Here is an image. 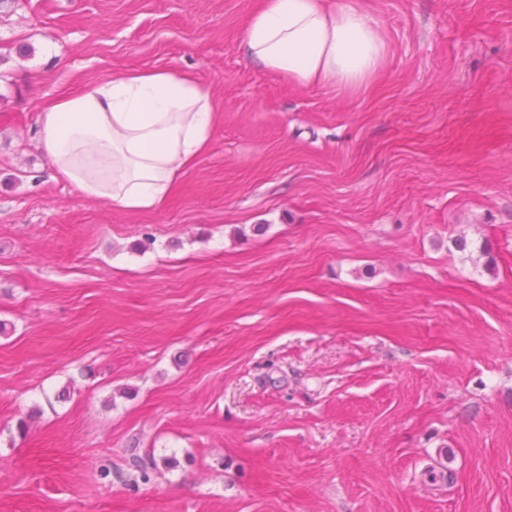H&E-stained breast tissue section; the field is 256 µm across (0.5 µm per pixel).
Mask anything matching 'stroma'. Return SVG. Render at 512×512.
<instances>
[{"mask_svg":"<svg viewBox=\"0 0 512 512\" xmlns=\"http://www.w3.org/2000/svg\"><path fill=\"white\" fill-rule=\"evenodd\" d=\"M259 2L0 0V512H512V0H367L361 95L247 65ZM161 68L166 204L55 178L39 106Z\"/></svg>","mask_w":512,"mask_h":512,"instance_id":"35a3bbf8","label":"stroma"}]
</instances>
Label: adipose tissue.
Returning a JSON list of instances; mask_svg holds the SVG:
<instances>
[{"label":"adipose tissue","mask_w":512,"mask_h":512,"mask_svg":"<svg viewBox=\"0 0 512 512\" xmlns=\"http://www.w3.org/2000/svg\"><path fill=\"white\" fill-rule=\"evenodd\" d=\"M247 64L303 86L367 91L387 41L363 0H260L240 44ZM216 102L186 71L128 69L39 108L57 177L131 211L162 207L208 147Z\"/></svg>","instance_id":"1"}]
</instances>
